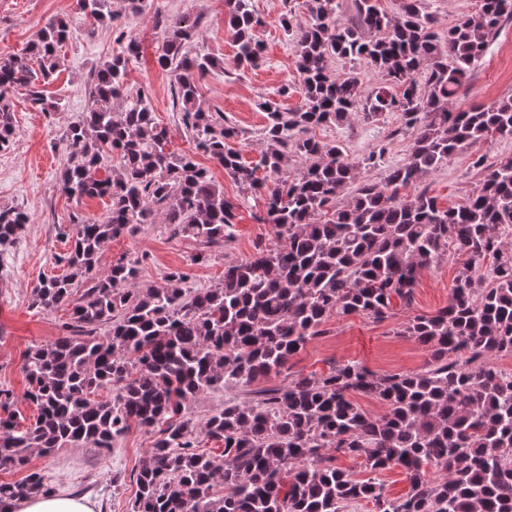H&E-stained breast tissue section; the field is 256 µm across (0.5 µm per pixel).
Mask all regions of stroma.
<instances>
[{
  "label": "stroma",
  "mask_w": 512,
  "mask_h": 512,
  "mask_svg": "<svg viewBox=\"0 0 512 512\" xmlns=\"http://www.w3.org/2000/svg\"><path fill=\"white\" fill-rule=\"evenodd\" d=\"M252 3L262 19L254 34L264 46V60L257 67L240 68L225 0H146L145 10L134 19L126 16L125 0H112L115 21L109 26L84 15L78 0H0V57L22 54L48 19H69L77 30L76 37L61 50L54 81L43 88L47 98L59 102V111H42L32 103L26 88L16 87L10 94L14 139L0 149V209L21 208L31 217L16 240L0 245V389L10 390L20 426H28L37 415L36 407L25 398V355L32 345L62 335L71 314L67 306L53 310L32 307V290L43 278L63 274L58 258L69 250L70 241L62 231L71 228L74 216L98 220L109 210L108 199L77 201L59 190L60 175L70 157L63 134L91 106L87 87L96 67L120 54L127 37L139 38L142 51L127 64V84L150 91L155 118L168 132L170 150L192 152L194 144L173 104L175 76L161 69L156 57L162 44L161 21L180 16L198 19V33L186 44V51L211 54L221 64L199 81L200 100L205 109L224 113L237 128L239 135L228 140V147L238 150L246 162L258 164L264 149L263 102H278L285 111L299 102L297 94L280 93L282 86L299 82L295 51L280 20L289 12L304 20L308 12L305 0ZM510 95L512 23L491 40L457 106L490 104ZM311 134L321 142L341 146L355 161L382 151L378 164L365 171L368 181L377 185L383 183L388 167L405 160L411 140L396 112L375 122L356 114L342 124L316 127ZM510 154L512 139L488 137L425 176L419 187L436 197L440 206L462 203L482 178L474 161L481 157L492 163ZM203 165L223 186L225 197L237 205L235 237L229 246L207 248L189 236L173 234L165 224H144L135 235L103 245L99 271L109 270L119 260L135 258L141 283H162L169 272L176 271L186 274L193 287L205 288L221 282L225 262L248 258L258 242L276 243L273 226L258 221L266 212L264 196L242 191L217 163L207 159ZM461 264L460 257L450 254L423 268L412 310H404L396 302L392 317L381 322L362 314L329 318L326 335L310 340L291 360L290 373L268 378V385H284L290 374L325 372L331 364L345 361L361 362L382 374L420 369L424 351L414 341L395 335L394 330L408 313L430 314L446 306ZM152 440V435L134 425L111 451L75 447L59 449L49 457L34 453L28 468L0 469V482L21 480L33 468L41 471L58 493L81 489L97 502L100 512H129L136 490L130 474Z\"/></svg>",
  "instance_id": "35a3bbf8"
}]
</instances>
